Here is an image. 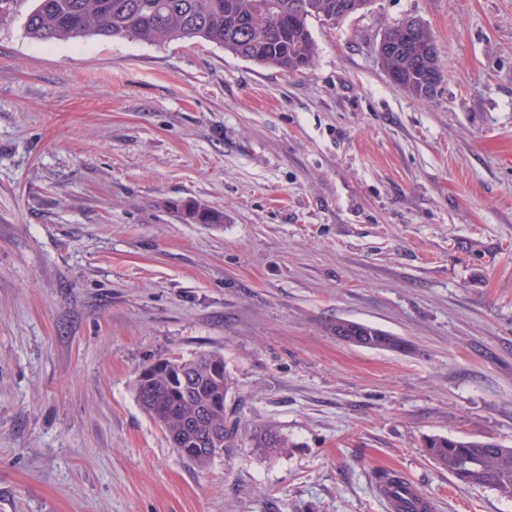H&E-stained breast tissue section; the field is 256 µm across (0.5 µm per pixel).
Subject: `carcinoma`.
Instances as JSON below:
<instances>
[{"label":"carcinoma","mask_w":512,"mask_h":512,"mask_svg":"<svg viewBox=\"0 0 512 512\" xmlns=\"http://www.w3.org/2000/svg\"><path fill=\"white\" fill-rule=\"evenodd\" d=\"M347 0H34L26 15L27 35L42 42L80 41L90 36L163 42L201 39L249 61L286 72L307 70L314 64L317 46L309 25L313 21L339 22L347 17ZM396 49L386 53L383 65L401 78L400 87L413 96L431 97L441 78L442 64L433 38L424 28L408 33L397 24L387 31ZM181 218L191 224H222L224 212L201 206L183 208ZM337 339L360 347L399 352L406 343L369 324L336 319L327 324ZM185 374L175 387L165 370L147 378L136 375L137 401L166 434L195 448L196 437L219 436L217 449H201L187 461L205 469L227 448L238 447L239 421L229 403L199 419L218 391L229 396V375L217 381L212 367L224 365V355L213 351L191 358L167 360ZM251 445L268 454L288 447V439L273 425L255 428ZM426 453L454 476L470 464L462 483L490 488L512 500V448L492 441L431 436Z\"/></svg>","instance_id":"1"}]
</instances>
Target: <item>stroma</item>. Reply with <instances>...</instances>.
<instances>
[{
	"label": "stroma",
	"mask_w": 512,
	"mask_h": 512,
	"mask_svg": "<svg viewBox=\"0 0 512 512\" xmlns=\"http://www.w3.org/2000/svg\"><path fill=\"white\" fill-rule=\"evenodd\" d=\"M29 8L0 21V512H387L384 471L435 512H512L423 452L512 447V0H373L313 22L293 74L202 40L45 43ZM409 17L443 64L427 100L376 52ZM208 351L241 426L201 471L133 380ZM267 423L281 453L250 444ZM181 214V218L191 224H220L224 221L222 211L201 206H186ZM326 329L332 336L351 345L390 352L406 349L402 338L369 324L336 318Z\"/></svg>",
	"instance_id": "1"
}]
</instances>
